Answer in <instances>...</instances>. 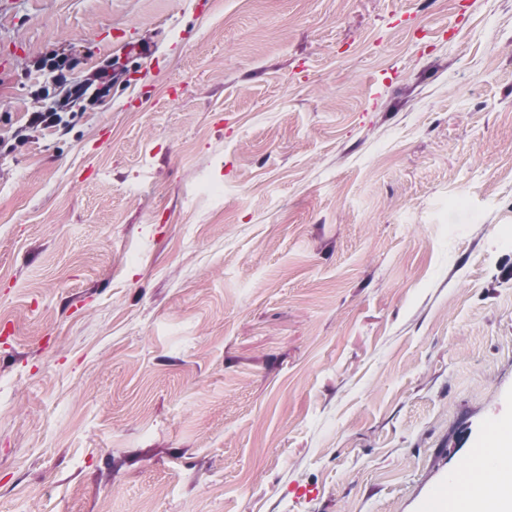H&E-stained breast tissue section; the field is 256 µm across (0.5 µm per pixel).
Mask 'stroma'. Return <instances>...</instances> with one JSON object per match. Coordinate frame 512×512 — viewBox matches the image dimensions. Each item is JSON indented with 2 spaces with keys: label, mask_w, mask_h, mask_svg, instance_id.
<instances>
[{
  "label": "stroma",
  "mask_w": 512,
  "mask_h": 512,
  "mask_svg": "<svg viewBox=\"0 0 512 512\" xmlns=\"http://www.w3.org/2000/svg\"><path fill=\"white\" fill-rule=\"evenodd\" d=\"M150 53L0 152V512H424L512 425V0H0ZM453 484L457 492H467L466 484L460 479L459 473L451 475L446 482L437 486L431 493V512H441L446 506L448 484Z\"/></svg>",
  "instance_id": "1"
}]
</instances>
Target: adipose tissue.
I'll list each match as a JSON object with an SVG mask.
<instances>
[{
  "label": "adipose tissue",
  "instance_id": "obj_1",
  "mask_svg": "<svg viewBox=\"0 0 512 512\" xmlns=\"http://www.w3.org/2000/svg\"><path fill=\"white\" fill-rule=\"evenodd\" d=\"M494 452L500 462L495 484L487 485L484 465L469 459L464 471L479 491L471 498H450L448 512H512V429L505 427L496 433Z\"/></svg>",
  "mask_w": 512,
  "mask_h": 512
}]
</instances>
